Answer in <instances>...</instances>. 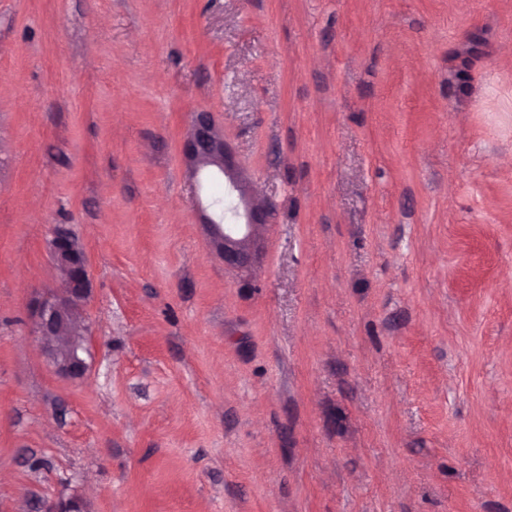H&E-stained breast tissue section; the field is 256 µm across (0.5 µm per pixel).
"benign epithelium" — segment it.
Masks as SVG:
<instances>
[{"label": "benign epithelium", "instance_id": "obj_1", "mask_svg": "<svg viewBox=\"0 0 512 512\" xmlns=\"http://www.w3.org/2000/svg\"><path fill=\"white\" fill-rule=\"evenodd\" d=\"M183 155L192 173L210 170L224 178V193L233 200V210L224 217L209 216L204 224L225 267L240 271L251 268L259 252L257 228L265 223L266 211L255 203L249 181L210 113L194 114ZM50 254L65 278V286L35 301L33 334L58 372L79 379L88 371L87 336L74 330V321L91 293L87 260L77 241L62 227L50 242ZM45 512H88V508L84 499L69 497L48 505Z\"/></svg>", "mask_w": 512, "mask_h": 512}]
</instances>
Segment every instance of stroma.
<instances>
[{"label": "stroma", "mask_w": 512, "mask_h": 512, "mask_svg": "<svg viewBox=\"0 0 512 512\" xmlns=\"http://www.w3.org/2000/svg\"><path fill=\"white\" fill-rule=\"evenodd\" d=\"M509 47L512 0H0V512H512ZM200 111L274 212L247 272ZM50 254L65 286L35 301L33 334L58 372L79 379L88 371L87 336L83 329L74 330V321L92 290L87 260L77 241L62 227L50 242Z\"/></svg>", "instance_id": "obj_1"}]
</instances>
